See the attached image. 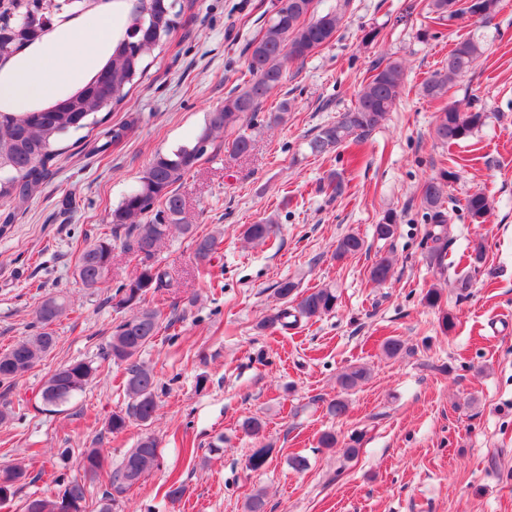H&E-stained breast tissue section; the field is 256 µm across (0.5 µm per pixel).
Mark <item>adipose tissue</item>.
I'll use <instances>...</instances> for the list:
<instances>
[{
  "label": "adipose tissue",
  "instance_id": "ef3b65f1",
  "mask_svg": "<svg viewBox=\"0 0 512 512\" xmlns=\"http://www.w3.org/2000/svg\"><path fill=\"white\" fill-rule=\"evenodd\" d=\"M98 22L103 34L91 48H85L80 59H73L64 49L83 45L86 35L82 32L66 36L61 42H43L34 54L15 63L12 72L0 81V101L12 106L52 96L57 83L83 82L87 69L93 67L98 53L107 43L105 32L111 23L105 16L99 17Z\"/></svg>",
  "mask_w": 512,
  "mask_h": 512
}]
</instances>
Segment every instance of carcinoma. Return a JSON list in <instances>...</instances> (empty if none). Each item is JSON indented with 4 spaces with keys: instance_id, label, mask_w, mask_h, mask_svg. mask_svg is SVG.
Returning a JSON list of instances; mask_svg holds the SVG:
<instances>
[{
    "instance_id": "1",
    "label": "carcinoma",
    "mask_w": 512,
    "mask_h": 512,
    "mask_svg": "<svg viewBox=\"0 0 512 512\" xmlns=\"http://www.w3.org/2000/svg\"><path fill=\"white\" fill-rule=\"evenodd\" d=\"M112 4L125 14L122 30L112 37V54L85 85L65 96L20 112L0 110V200L17 205L31 198L41 186L57 173L60 156L58 145L68 136L84 132L83 138H105L100 149L120 142L130 124L108 125L112 111L125 103L132 88L142 78L149 59L169 41L186 4L184 0H69L79 10ZM318 0H281L272 17L247 46V70L250 79L236 93L224 98V104L210 113L205 125L194 139L168 152H158L143 172L137 186L120 205L112 210V238L101 239L85 247L76 263V274L83 287L95 289L104 282L112 264V251L120 248L138 259L140 270L130 283L117 290L120 298L116 308L128 309L112 328L102 360L122 366L125 370L123 388L129 406L123 413H114L108 420L112 434L123 432L130 422L144 426L153 422L158 409V383L154 369L138 356L155 341L161 331L158 310L149 306L147 297L155 294L165 273L156 264L161 245L176 233L190 235L192 225L183 223V200L175 184L192 171L204 155L214 135L238 130L249 124L262 104L283 79V63L304 62L316 50L329 44L342 21L340 9L320 12ZM499 0H429L428 14L433 23L442 25L465 14L482 20L497 11ZM52 19H43L41 0H8L0 10V64L8 63L22 50L42 38ZM482 55L479 37H467L454 44L441 71L428 78L422 87L425 96L440 98L448 85L467 73ZM405 66L397 60L379 57L370 67V76L357 94L354 105L341 113L336 121L320 127L307 143L310 154L325 157L340 146L360 145L381 124L396 105L402 91ZM482 122V113L465 112L455 105L442 109L434 126L435 139L443 145L457 144L472 135ZM251 149V139L238 134L227 141L225 150L242 155ZM459 171L455 166L443 172V180L430 179L421 188V205L431 224L427 233L431 241L430 258L437 267H444L445 237L448 217L443 208L445 185L455 182ZM163 207L166 220L139 224L136 218L149 213L155 205ZM471 221L483 224L490 213V202L483 193H474L465 201ZM396 217L385 215L374 225L379 240L394 237ZM278 228L271 221L249 225L244 231L250 243L265 244L277 237ZM217 239L213 236L195 239L194 255L198 263L207 264L215 253ZM364 248V241L347 234L338 240L335 256L342 259ZM389 257H379L372 265L370 279L382 284L391 273ZM299 285L284 279L277 283L275 293L283 305L264 317L259 328L286 330L300 320L319 318L336 308L338 296L333 288H316L301 297ZM66 311L64 299L51 296L35 309L42 331L17 343L0 354V384L10 383L31 370L40 358L53 350L56 336L47 327ZM98 367L91 361L74 360L56 368L39 391L40 409L58 412L77 395L86 391ZM370 371L363 365L347 367L338 375V384L349 391L368 380ZM272 448L263 445L252 450L247 470L265 468ZM160 452L154 434H144L112 466L101 448H85L79 453L83 478L70 480L56 477L57 494L27 500L24 512H62L65 497L81 506L82 512H112L113 506L134 485L159 466ZM20 465L0 467V503L10 501L18 485L26 480ZM104 479L109 490L98 506L87 501L86 482Z\"/></svg>"
}]
</instances>
